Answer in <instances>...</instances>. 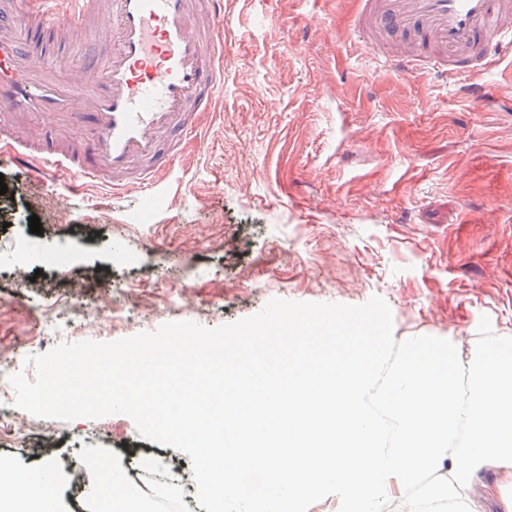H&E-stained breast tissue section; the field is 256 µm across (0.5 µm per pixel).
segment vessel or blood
<instances>
[{"mask_svg": "<svg viewBox=\"0 0 512 512\" xmlns=\"http://www.w3.org/2000/svg\"><path fill=\"white\" fill-rule=\"evenodd\" d=\"M355 36L368 44L367 26L379 22L411 39L387 64L406 75L427 64L464 75L483 98L480 76L512 47V0H359ZM224 0H0V140L14 127L50 120L66 138L40 153L15 149L33 180L75 173L112 190L153 189L169 172L182 143L198 139L227 62L214 28ZM111 24L101 45L90 20ZM38 29L80 33L75 52L85 63L80 81L65 82L56 64L36 61L25 47L24 21Z\"/></svg>", "mask_w": 512, "mask_h": 512, "instance_id": "b4317fda", "label": "vessel or blood"}]
</instances>
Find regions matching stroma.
Returning a JSON list of instances; mask_svg holds the SVG:
<instances>
[{"instance_id": "stroma-1", "label": "stroma", "mask_w": 512, "mask_h": 512, "mask_svg": "<svg viewBox=\"0 0 512 512\" xmlns=\"http://www.w3.org/2000/svg\"><path fill=\"white\" fill-rule=\"evenodd\" d=\"M357 0H224L229 54L215 114L148 192L32 185L0 147V360L113 342L173 321L216 328L273 299L390 307L393 336L454 338L474 353L481 318L512 336V85L423 69L411 78L360 53ZM38 216L42 234L29 231ZM0 406L21 423L0 457L51 463L60 512L86 502L90 452L149 487L191 460L113 414L64 423Z\"/></svg>"}]
</instances>
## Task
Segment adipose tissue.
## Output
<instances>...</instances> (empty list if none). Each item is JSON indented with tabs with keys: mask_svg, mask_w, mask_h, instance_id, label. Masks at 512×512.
<instances>
[{
	"mask_svg": "<svg viewBox=\"0 0 512 512\" xmlns=\"http://www.w3.org/2000/svg\"><path fill=\"white\" fill-rule=\"evenodd\" d=\"M95 466L100 477L87 491L94 512H145L143 502L129 492L119 470L103 458L97 459ZM0 512H60L52 465L23 471L1 457Z\"/></svg>",
	"mask_w": 512,
	"mask_h": 512,
	"instance_id": "adipose-tissue-1",
	"label": "adipose tissue"
}]
</instances>
